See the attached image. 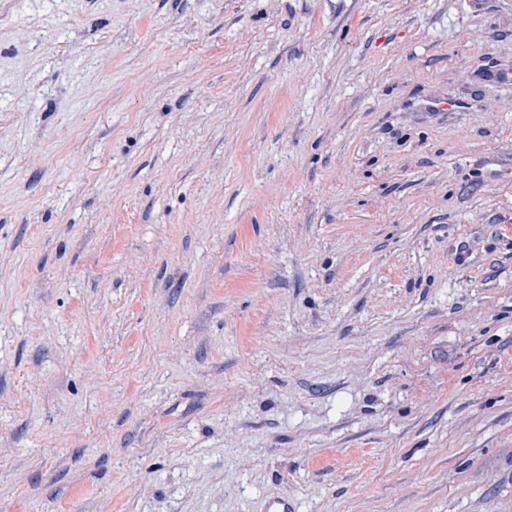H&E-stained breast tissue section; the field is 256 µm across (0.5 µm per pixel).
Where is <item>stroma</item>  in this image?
<instances>
[{"instance_id": "stroma-1", "label": "stroma", "mask_w": 512, "mask_h": 512, "mask_svg": "<svg viewBox=\"0 0 512 512\" xmlns=\"http://www.w3.org/2000/svg\"><path fill=\"white\" fill-rule=\"evenodd\" d=\"M512 512V0H0V512Z\"/></svg>"}]
</instances>
